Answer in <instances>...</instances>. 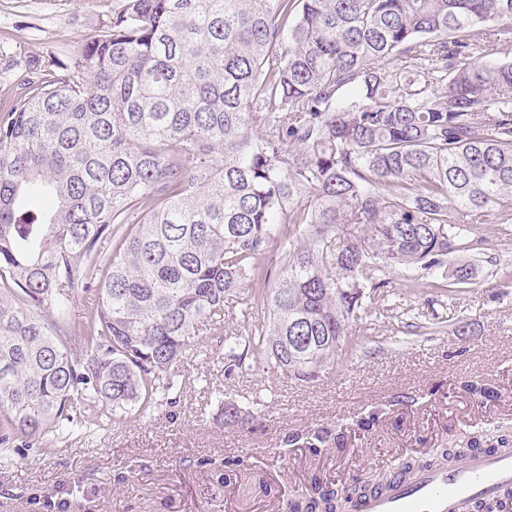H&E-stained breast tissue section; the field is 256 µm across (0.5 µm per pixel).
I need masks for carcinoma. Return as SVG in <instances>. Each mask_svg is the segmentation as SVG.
I'll return each instance as SVG.
<instances>
[{
	"label": "carcinoma",
	"mask_w": 512,
	"mask_h": 512,
	"mask_svg": "<svg viewBox=\"0 0 512 512\" xmlns=\"http://www.w3.org/2000/svg\"><path fill=\"white\" fill-rule=\"evenodd\" d=\"M510 53L512 0H121L69 63H35L0 112V454L78 410L174 404L202 326L227 374L263 354L319 378L390 269L467 250V213L512 221ZM233 297L264 310L242 349ZM241 308L242 306L234 300H229V303H225L224 328L229 329V331L234 330L239 336L247 337L250 332H248L247 323L244 322V318L241 315Z\"/></svg>",
	"instance_id": "1"
}]
</instances>
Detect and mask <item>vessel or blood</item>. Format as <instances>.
I'll use <instances>...</instances> for the list:
<instances>
[{
	"label": "vessel or blood",
	"mask_w": 512,
	"mask_h": 512,
	"mask_svg": "<svg viewBox=\"0 0 512 512\" xmlns=\"http://www.w3.org/2000/svg\"><path fill=\"white\" fill-rule=\"evenodd\" d=\"M512 491V448L477 452L409 475L354 500L351 512H476Z\"/></svg>",
	"instance_id": "obj_1"
}]
</instances>
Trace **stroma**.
Listing matches in <instances>:
<instances>
[{
    "mask_svg": "<svg viewBox=\"0 0 512 512\" xmlns=\"http://www.w3.org/2000/svg\"><path fill=\"white\" fill-rule=\"evenodd\" d=\"M118 2L0 0V110L29 60L76 51ZM467 235L475 249L448 260L473 263V285L438 288L439 268L392 270L387 306L365 301L353 344L316 380L262 358L225 376L221 338L192 337L176 404L96 430L76 422L0 458V512H288L315 479L348 484L472 436L512 439V284L502 279L512 223H474ZM469 382L496 399L476 398ZM227 399L245 424L225 426ZM318 433L325 443L313 444Z\"/></svg>",
    "mask_w": 512,
    "mask_h": 512,
    "instance_id": "stroma-1",
    "label": "stroma"
}]
</instances>
